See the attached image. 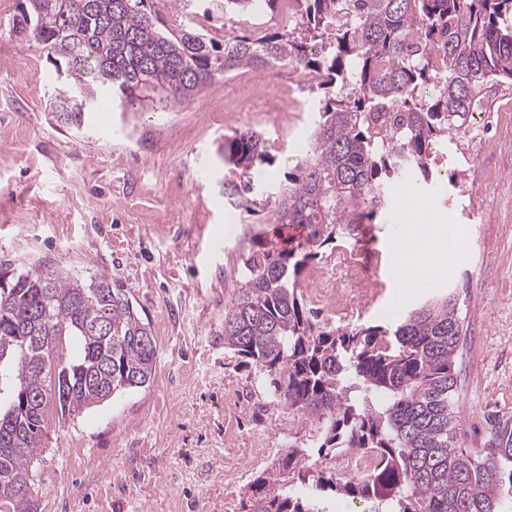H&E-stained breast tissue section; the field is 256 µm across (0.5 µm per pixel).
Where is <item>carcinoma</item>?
Instances as JSON below:
<instances>
[{"instance_id": "obj_1", "label": "carcinoma", "mask_w": 512, "mask_h": 512, "mask_svg": "<svg viewBox=\"0 0 512 512\" xmlns=\"http://www.w3.org/2000/svg\"><path fill=\"white\" fill-rule=\"evenodd\" d=\"M28 0L13 31L30 33L65 63L78 99L57 118L157 96L174 104L231 73L289 66L336 88L318 109L310 158L276 192L268 223L300 226L322 244L364 233L388 186L429 180L437 146L466 126L489 83L512 84V0H298L279 31L170 30L148 0ZM280 0H219L224 20ZM242 178L224 197L251 209L250 173L271 162L252 128L224 138ZM311 254L260 238L240 258L224 307V348L247 358L288 414L310 422V442L370 454L366 474H326L291 444L251 483L248 512H322L327 488L374 500L382 512H512V423L483 445L455 446L454 366L464 332L458 298H437L399 324L332 329L305 307L298 278ZM0 420L11 406L15 448L0 447V512H38L30 472L50 420L80 414L150 383L157 345L127 291L98 274L55 268L0 274ZM312 493L297 495L295 482Z\"/></svg>"}]
</instances>
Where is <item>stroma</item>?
<instances>
[{
  "label": "stroma",
  "instance_id": "35a3bbf8",
  "mask_svg": "<svg viewBox=\"0 0 512 512\" xmlns=\"http://www.w3.org/2000/svg\"><path fill=\"white\" fill-rule=\"evenodd\" d=\"M21 3L0 0V270L106 273L157 343L147 387L49 428L33 463L39 512H246L251 481L311 425L289 420L255 366L224 347L227 291L270 207L261 194L248 213L225 202L235 172L220 149L237 130L261 131L272 161L256 177L277 191L329 96L269 66L253 71L251 93L233 74L181 105L117 106L69 128L48 110L53 63L12 31ZM152 5L174 29L186 14L204 30L224 25L210 0ZM218 105L224 120L209 123ZM437 151L454 180L425 186L426 208L439 235L464 228L440 273L398 288L390 236L408 207L396 185L366 238L318 246L299 281L309 293V270L341 246L380 286L353 324L393 326L432 298L456 296L466 328L456 445L477 448L495 420H512V84L486 88L468 127Z\"/></svg>",
  "mask_w": 512,
  "mask_h": 512
}]
</instances>
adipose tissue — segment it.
<instances>
[{
	"mask_svg": "<svg viewBox=\"0 0 512 512\" xmlns=\"http://www.w3.org/2000/svg\"><path fill=\"white\" fill-rule=\"evenodd\" d=\"M404 192L414 204L407 223L397 225L392 234V261L400 276L408 282L438 273L441 259L456 250L458 228H451L447 237H435L432 216L422 208L423 196L418 185L406 182Z\"/></svg>",
	"mask_w": 512,
	"mask_h": 512,
	"instance_id": "adipose-tissue-1",
	"label": "adipose tissue"
}]
</instances>
